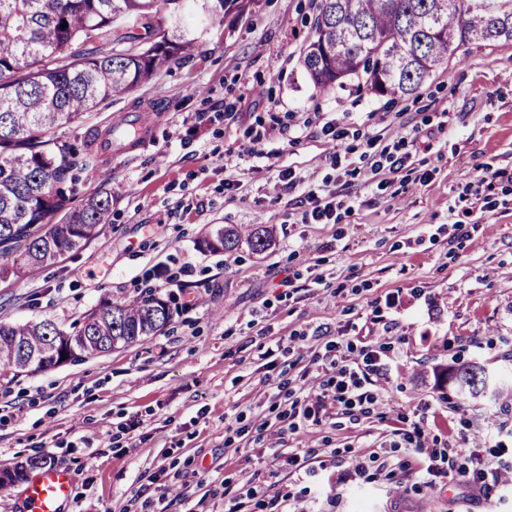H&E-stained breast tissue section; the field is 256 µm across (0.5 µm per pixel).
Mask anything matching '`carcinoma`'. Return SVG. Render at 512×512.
Listing matches in <instances>:
<instances>
[{
	"label": "carcinoma",
	"mask_w": 512,
	"mask_h": 512,
	"mask_svg": "<svg viewBox=\"0 0 512 512\" xmlns=\"http://www.w3.org/2000/svg\"><path fill=\"white\" fill-rule=\"evenodd\" d=\"M169 0H0V276L18 277L79 250L109 223L112 192L70 206L67 183L86 159L51 133L107 99L149 81L194 48L181 16L153 26ZM212 18L245 14L253 0H194ZM143 22L144 33L125 28ZM66 28H61L62 23ZM512 41V0H321L315 38L303 59L315 86L358 88L381 96L417 92L430 74L476 42ZM237 233L224 227L206 242L230 250ZM172 316L160 299L112 302L83 318L69 334L49 321L0 323V364L17 371L57 366L106 352L161 330ZM40 356L36 364L30 356ZM461 393H485L480 365L450 376Z\"/></svg>",
	"instance_id": "carcinoma-1"
}]
</instances>
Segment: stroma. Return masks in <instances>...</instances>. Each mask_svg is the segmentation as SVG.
Returning a JSON list of instances; mask_svg holds the SVG:
<instances>
[{"mask_svg":"<svg viewBox=\"0 0 512 512\" xmlns=\"http://www.w3.org/2000/svg\"><path fill=\"white\" fill-rule=\"evenodd\" d=\"M319 5L190 16L191 55L57 130L92 158L73 206L106 187L112 216L80 250L0 279V322L69 332L104 303L150 295L172 311L140 342L44 371L0 367V471L32 458L73 471L65 512H227L245 487L272 498L295 483L274 448L320 451L304 512H512V472L475 496L459 480L418 488L412 466L336 485L349 450L389 442L421 403L432 433L465 452L512 413V396H464L446 379L475 362L512 380V43L468 47L411 95L325 91L303 66ZM130 120L139 134L103 150L105 130ZM256 137L263 156L244 154ZM403 138L411 164L392 176L380 153ZM486 169L489 189L476 182ZM308 188L353 207L302 223ZM223 225L238 246L207 249ZM258 226L273 232L262 251L247 238ZM397 291L396 313L382 302ZM330 342L352 359L387 348L389 404L279 435L286 394L316 391Z\"/></svg>","mask_w":512,"mask_h":512,"instance_id":"35a3bbf8","label":"stroma"}]
</instances>
